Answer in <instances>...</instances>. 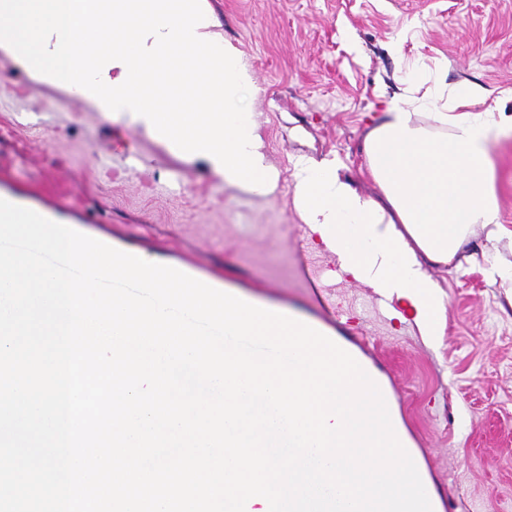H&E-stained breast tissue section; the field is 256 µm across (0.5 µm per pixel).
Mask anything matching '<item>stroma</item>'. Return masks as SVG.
<instances>
[{"instance_id":"1","label":"stroma","mask_w":512,"mask_h":512,"mask_svg":"<svg viewBox=\"0 0 512 512\" xmlns=\"http://www.w3.org/2000/svg\"><path fill=\"white\" fill-rule=\"evenodd\" d=\"M259 88L249 106L277 176L260 199L225 187L128 119L85 108L0 61V177L96 216L83 233L175 262L198 258L243 298L337 332L382 373L442 512H512V306L482 273L431 268L445 330L427 346L414 324L375 306L373 288L337 276L309 249L292 204V161L336 159L362 194L364 143L412 70L429 84L475 83L512 113V0H208ZM491 184L512 228V136L489 147ZM323 268L303 279L305 260ZM330 305H323V298Z\"/></svg>"}]
</instances>
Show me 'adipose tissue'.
Returning <instances> with one entry per match:
<instances>
[{"label":"adipose tissue","instance_id":"adipose-tissue-1","mask_svg":"<svg viewBox=\"0 0 512 512\" xmlns=\"http://www.w3.org/2000/svg\"><path fill=\"white\" fill-rule=\"evenodd\" d=\"M0 55L84 106L129 116L171 155L205 161L227 187L274 189L244 101L253 74L207 0H0ZM485 96L478 85L423 93L411 77L365 142L382 199L360 194L335 160L292 162L308 243L332 254L339 274L395 302L394 318L412 319L429 340L442 334L446 301L427 266L480 270L512 305V260L500 250L512 229L501 222L488 158L489 144L512 131V113L472 111Z\"/></svg>","mask_w":512,"mask_h":512}]
</instances>
